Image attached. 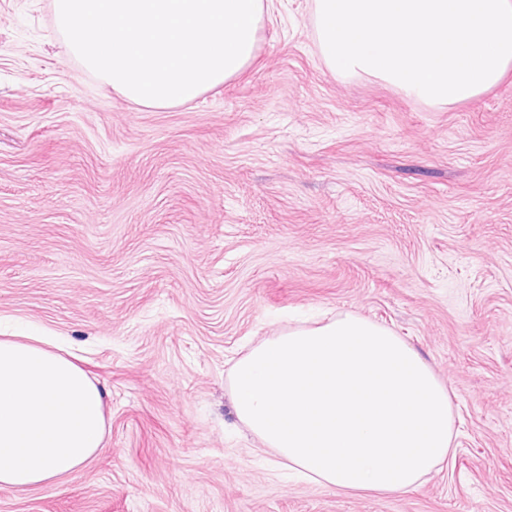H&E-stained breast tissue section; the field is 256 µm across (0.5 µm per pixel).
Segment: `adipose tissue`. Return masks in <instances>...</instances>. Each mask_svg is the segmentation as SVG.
Masks as SVG:
<instances>
[{"mask_svg": "<svg viewBox=\"0 0 512 512\" xmlns=\"http://www.w3.org/2000/svg\"><path fill=\"white\" fill-rule=\"evenodd\" d=\"M104 435L103 395L77 364L29 328L0 339V487L71 475Z\"/></svg>", "mask_w": 512, "mask_h": 512, "instance_id": "ef3b65f1", "label": "adipose tissue"}]
</instances>
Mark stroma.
<instances>
[{"instance_id":"35a3bbf8","label":"stroma","mask_w":512,"mask_h":512,"mask_svg":"<svg viewBox=\"0 0 512 512\" xmlns=\"http://www.w3.org/2000/svg\"><path fill=\"white\" fill-rule=\"evenodd\" d=\"M313 10L274 0L245 73L145 109L53 0H0V329L63 341L106 418L0 512H512V82L432 108L338 78ZM347 312L448 388L454 456L419 489L299 479L234 415V358Z\"/></svg>"}]
</instances>
